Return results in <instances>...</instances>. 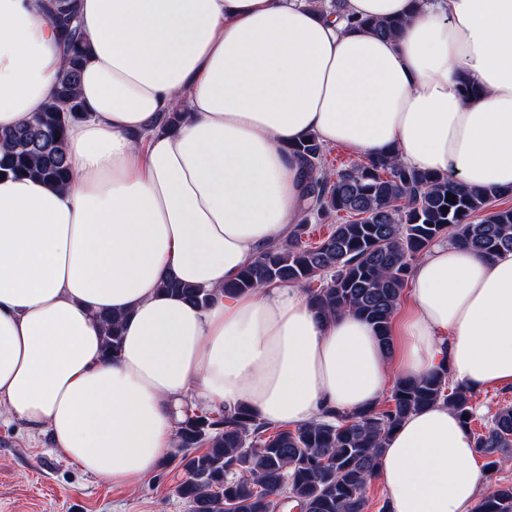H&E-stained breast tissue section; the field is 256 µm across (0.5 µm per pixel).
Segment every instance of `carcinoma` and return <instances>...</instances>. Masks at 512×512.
Segmentation results:
<instances>
[{"mask_svg": "<svg viewBox=\"0 0 512 512\" xmlns=\"http://www.w3.org/2000/svg\"><path fill=\"white\" fill-rule=\"evenodd\" d=\"M45 10L63 36L66 65L55 78L52 104L0 131V176L26 173L63 184L71 171L65 130L68 120L83 112L77 86L88 43L77 0H47ZM358 24L388 37L403 21ZM290 152L302 167L305 214L286 239L224 288L226 294L275 282L303 285L322 313L347 311L364 318L387 347L413 263L436 241L446 239L484 257L512 251V206H492L511 191L468 189L389 155L331 168L316 136ZM451 194L453 203L446 200ZM324 225L326 234L310 241ZM163 287L200 308L213 300L207 290L175 277ZM101 323L105 351L114 355L121 345V318L105 315ZM474 396L472 389L450 384L448 369L441 367L419 379L397 380L385 407L350 415L325 412L301 427L272 425L245 406L188 407L176 432L177 466L186 478L174 493L190 512H277L285 499L295 501L300 512H366L365 489L393 430L409 415L442 402L469 431L476 419ZM472 440L490 479L512 456V405L499 408ZM472 512H512V485H496Z\"/></svg>", "mask_w": 512, "mask_h": 512, "instance_id": "cac0c4a2", "label": "carcinoma"}]
</instances>
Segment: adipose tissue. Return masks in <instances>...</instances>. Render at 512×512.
I'll return each instance as SVG.
<instances>
[{
  "mask_svg": "<svg viewBox=\"0 0 512 512\" xmlns=\"http://www.w3.org/2000/svg\"><path fill=\"white\" fill-rule=\"evenodd\" d=\"M79 0L85 106L56 186L0 178V415L133 489L175 445L185 401L291 427L377 404L447 366L512 385V252L440 240L415 262L392 348L296 284L228 295L305 207L290 145L317 135L477 188L512 187V0ZM44 0H0V130L53 99L63 65ZM404 19L389 38L358 20ZM473 87L466 96L465 87ZM183 122L165 129V113ZM214 295L164 293L168 276ZM122 317L116 357L102 313ZM375 476L390 512H470L473 442L448 406L405 419Z\"/></svg>",
  "mask_w": 512,
  "mask_h": 512,
  "instance_id": "adipose-tissue-1",
  "label": "adipose tissue"
}]
</instances>
